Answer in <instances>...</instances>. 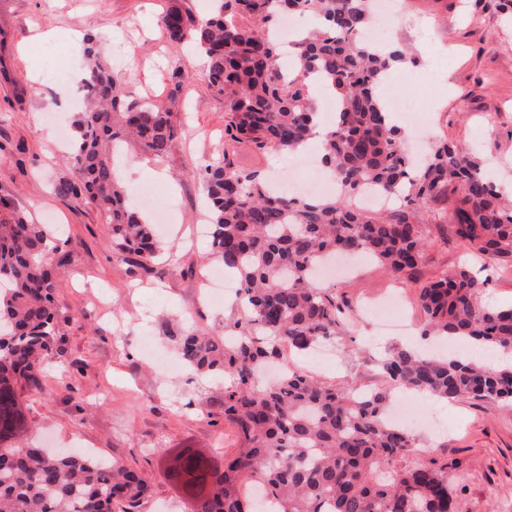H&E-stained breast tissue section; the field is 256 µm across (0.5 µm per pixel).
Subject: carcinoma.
I'll list each match as a JSON object with an SVG mask.
<instances>
[{"instance_id":"1","label":"carcinoma","mask_w":512,"mask_h":512,"mask_svg":"<svg viewBox=\"0 0 512 512\" xmlns=\"http://www.w3.org/2000/svg\"><path fill=\"white\" fill-rule=\"evenodd\" d=\"M372 2L210 0L203 15L193 0H167L161 16L171 46L191 44L205 56L203 79L224 106V153L197 174L209 203V259L239 278L243 311L231 345L189 326L170 331L185 367L224 376V421L239 439L231 456L184 448L168 464L167 477L191 512H268L243 495L247 483L262 487L275 512H457L447 466L394 469L418 443L387 422L392 397L408 389L447 402L512 406V363L485 365L453 353L430 358L406 347L379 361L385 386L361 397L300 369L269 385L256 381L265 362L302 355L347 329L345 302L313 280L317 263L338 253L364 255L399 283L420 284L422 336L512 350V306L483 303L482 270L460 266L421 282L435 235L451 234L464 249L512 266V202L489 181L483 159L453 142L436 143L422 163L405 150L376 94L405 52L356 39L371 21ZM285 11L322 22L297 42L299 76L288 79L276 64L279 42L255 28ZM86 55L74 174L59 179L55 192L95 206L112 250L146 270L169 246L131 204L116 162L128 144L156 159L168 154L177 135L175 97L140 104L94 47ZM307 76L336 97V120L322 143V162L337 185L331 198L276 195L258 174L234 166L240 146L297 153L317 116ZM368 186L400 204L353 208ZM436 202L450 204V214L431 229L417 213ZM73 255L68 241L0 196V512H138L148 490L143 476L116 461L25 442L22 391L53 347L56 269Z\"/></svg>"}]
</instances>
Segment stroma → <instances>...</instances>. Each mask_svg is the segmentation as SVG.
<instances>
[{
    "mask_svg": "<svg viewBox=\"0 0 512 512\" xmlns=\"http://www.w3.org/2000/svg\"><path fill=\"white\" fill-rule=\"evenodd\" d=\"M498 0H398L391 22L395 42L414 49V61L392 71L399 95L426 124L404 125L409 140L432 146L451 140L494 155L491 178L512 171V15ZM166 0H0V196L12 198L38 223L60 229L74 251L57 278L58 350L46 357L36 385L24 392L33 435L54 448H92L143 473L149 491L140 512H189L166 475L171 454L195 448L212 456L233 451L224 421V381L190 371L159 374L138 336L149 331L158 355L175 357L169 329L183 314L201 333L223 337L241 311L232 298L203 301L209 250L195 229L206 222L202 186L194 171L224 149V109L203 80L205 59L166 41L160 15ZM100 35L99 51L132 99L175 98L177 136L165 158L124 151V184L149 188L154 207L167 211L162 237L173 244L159 264L143 271L112 250L98 210L60 198L54 183L70 175L67 149L49 132L54 115L74 128L82 103L75 89L85 76L84 46L60 39L37 54L41 85H33L23 50L36 29ZM196 80L172 95V72ZM65 95L52 110L47 101ZM329 284L354 308L371 299L396 300L411 322L407 334H378L354 319L327 344L332 358L314 372L333 385L381 386L369 355L419 344L417 290L394 281L376 261L360 262L350 277ZM156 354V355H157ZM419 412L443 429L414 433L424 451L402 460L409 468L435 462L448 468L459 512H512V408L462 398L426 402L411 392Z\"/></svg>",
    "mask_w": 512,
    "mask_h": 512,
    "instance_id": "35a3bbf8",
    "label": "stroma"
}]
</instances>
